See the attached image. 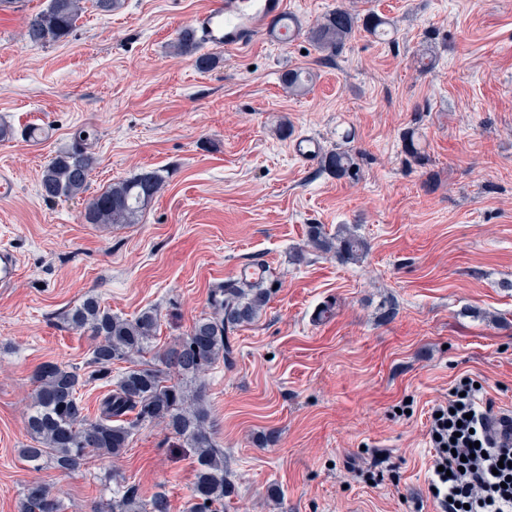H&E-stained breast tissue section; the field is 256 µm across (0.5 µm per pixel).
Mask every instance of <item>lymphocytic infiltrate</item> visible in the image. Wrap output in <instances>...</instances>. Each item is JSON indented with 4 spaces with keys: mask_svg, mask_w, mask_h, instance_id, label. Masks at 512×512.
I'll list each match as a JSON object with an SVG mask.
<instances>
[{
    "mask_svg": "<svg viewBox=\"0 0 512 512\" xmlns=\"http://www.w3.org/2000/svg\"><path fill=\"white\" fill-rule=\"evenodd\" d=\"M429 419L434 471L429 492L437 512H512V445L487 432L493 403L463 377Z\"/></svg>",
    "mask_w": 512,
    "mask_h": 512,
    "instance_id": "1",
    "label": "lymphocytic infiltrate"
}]
</instances>
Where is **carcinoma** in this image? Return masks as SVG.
I'll return each mask as SVG.
<instances>
[{
    "instance_id": "carcinoma-1",
    "label": "carcinoma",
    "mask_w": 512,
    "mask_h": 512,
    "mask_svg": "<svg viewBox=\"0 0 512 512\" xmlns=\"http://www.w3.org/2000/svg\"><path fill=\"white\" fill-rule=\"evenodd\" d=\"M102 15H109L119 0H47V5L31 15L25 35L42 45L64 42L72 34L85 9V2ZM385 21L374 13L361 15L343 5L330 10L307 30L296 27L312 46L329 57L337 55L358 29L377 35ZM182 55H197L194 31L185 29L176 39ZM196 62L208 69L214 58L197 55ZM312 80L310 73L289 69L282 83L290 92H299ZM96 137L91 127L75 131L71 148L54 157L43 169L41 194L47 199L69 198L88 189L96 159L88 151V141ZM407 158L422 163L424 156L408 130L402 136ZM321 168L338 179L359 177L357 156L336 148L319 155ZM165 187L157 171L141 173L112 183L90 199L82 213L86 224H136L143 212ZM307 246L333 254L343 262L357 261L369 250L365 238L348 228L330 235L321 224L309 226ZM271 288L264 281H228L211 290L210 311L195 319L186 336L157 352L154 362L127 368L101 404L95 419L83 414L80 390L95 375L83 377L77 367L56 364L43 366L36 374V389L28 413L32 442L20 450L23 457L41 465L50 463L61 471L79 467L91 455L119 456L127 447L134 427L143 421H158L186 440L194 457L193 494L187 512H219L224 498L232 493L224 478V449L213 441V422L204 398L201 376L222 360L234 359L231 332L255 321L268 304ZM72 328L95 340L91 363L101 374L112 364L127 362L143 353L158 330V316L146 310L133 319L112 314L98 299L87 296L66 315ZM134 414L128 418V414ZM18 512H61V502L45 485L32 483L25 489ZM95 512H169L162 494L143 500L137 489L126 486L121 494Z\"/></svg>"
}]
</instances>
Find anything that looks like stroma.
<instances>
[{
  "mask_svg": "<svg viewBox=\"0 0 512 512\" xmlns=\"http://www.w3.org/2000/svg\"><path fill=\"white\" fill-rule=\"evenodd\" d=\"M209 2L90 8L51 46L23 36L47 0L0 10V123L18 132L0 140L17 182L0 201V247L21 262L0 289V512H17L34 481L62 512H93L125 484L185 512L192 454L153 422L115 462L65 473L27 462L34 379L47 363L89 372L94 342L66 322L85 296L127 319L156 311L149 362L243 264L265 266L274 289L234 331L233 364L204 378L234 488L224 512H436L432 406L467 374L512 410V0H288L305 28L342 4L391 33L356 31L331 58L302 35L262 36L202 70L171 44ZM295 67L314 74L306 92L282 84ZM32 125L42 137H21ZM81 126L97 134L87 196L45 199L42 170ZM349 128L357 181L291 150L302 135L334 149ZM409 129L423 164L403 152ZM153 170L166 187L138 223H83L87 197ZM312 224L355 227L369 251L353 262L316 252ZM382 457L393 465L383 481L357 478Z\"/></svg>",
  "mask_w": 512,
  "mask_h": 512,
  "instance_id": "35a3bbf8",
  "label": "stroma"
}]
</instances>
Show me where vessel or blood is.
<instances>
[{
	"instance_id": "b4317fda",
	"label": "vessel or blood",
	"mask_w": 512,
	"mask_h": 512,
	"mask_svg": "<svg viewBox=\"0 0 512 512\" xmlns=\"http://www.w3.org/2000/svg\"><path fill=\"white\" fill-rule=\"evenodd\" d=\"M287 17V0H211L209 7L193 18L192 26L204 47L234 50L248 47L266 34L281 44L290 43L295 31L285 27ZM19 265L13 251L0 249V288L15 281Z\"/></svg>"
}]
</instances>
